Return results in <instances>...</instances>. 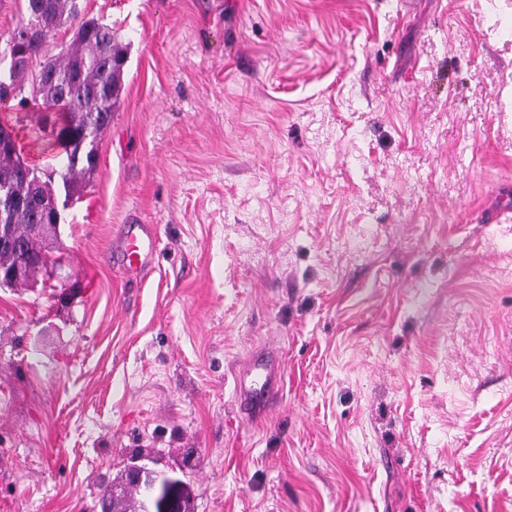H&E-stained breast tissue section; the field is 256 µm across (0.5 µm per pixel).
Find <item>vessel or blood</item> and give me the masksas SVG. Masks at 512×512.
<instances>
[{"instance_id":"b4317fda","label":"vessel or blood","mask_w":512,"mask_h":512,"mask_svg":"<svg viewBox=\"0 0 512 512\" xmlns=\"http://www.w3.org/2000/svg\"><path fill=\"white\" fill-rule=\"evenodd\" d=\"M155 247L154 227L150 224L121 225L112 249L129 270L142 271ZM282 368L271 353L251 355L234 375V394L241 410L256 417L272 411L282 398Z\"/></svg>"}]
</instances>
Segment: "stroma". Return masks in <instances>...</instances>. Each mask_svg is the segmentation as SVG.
<instances>
[{"instance_id":"35a3bbf8","label":"stroma","mask_w":512,"mask_h":512,"mask_svg":"<svg viewBox=\"0 0 512 512\" xmlns=\"http://www.w3.org/2000/svg\"><path fill=\"white\" fill-rule=\"evenodd\" d=\"M76 2L125 89L0 287V512H100L134 461L194 512H512V0ZM154 247L153 225L122 224L112 248V256L116 255L127 269L140 272L149 264ZM282 391V368L274 354L255 353L234 374V394L248 416L271 412L279 404Z\"/></svg>"}]
</instances>
